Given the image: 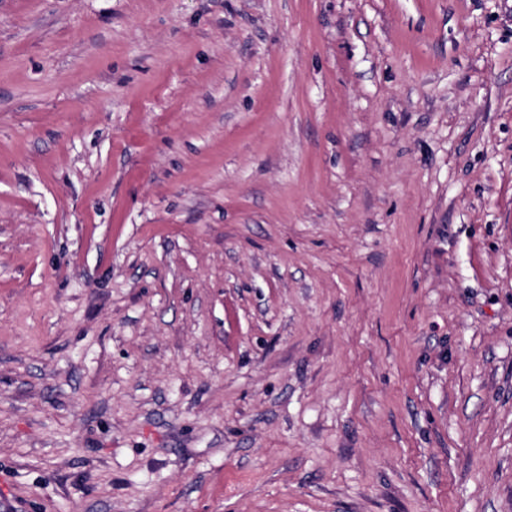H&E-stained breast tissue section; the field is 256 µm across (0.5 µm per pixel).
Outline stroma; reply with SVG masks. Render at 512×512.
I'll return each instance as SVG.
<instances>
[{
	"label": "stroma",
	"instance_id": "1",
	"mask_svg": "<svg viewBox=\"0 0 512 512\" xmlns=\"http://www.w3.org/2000/svg\"><path fill=\"white\" fill-rule=\"evenodd\" d=\"M0 512H512V0H0Z\"/></svg>",
	"mask_w": 512,
	"mask_h": 512
}]
</instances>
